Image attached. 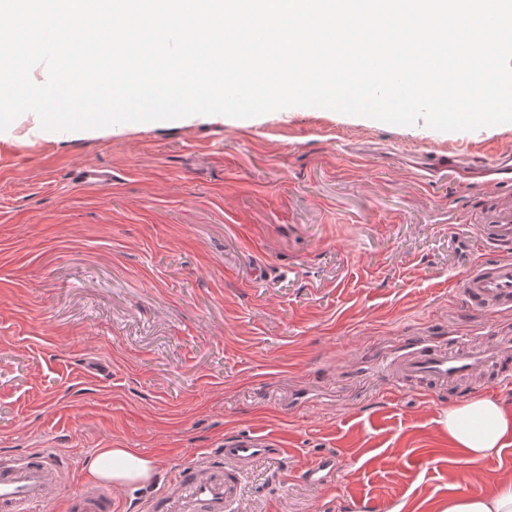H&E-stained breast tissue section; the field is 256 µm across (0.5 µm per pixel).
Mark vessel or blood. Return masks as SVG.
Listing matches in <instances>:
<instances>
[{
    "instance_id": "obj_1",
    "label": "vessel or blood",
    "mask_w": 512,
    "mask_h": 512,
    "mask_svg": "<svg viewBox=\"0 0 512 512\" xmlns=\"http://www.w3.org/2000/svg\"><path fill=\"white\" fill-rule=\"evenodd\" d=\"M471 178L512 187V165L499 158H479L465 167ZM77 182L103 190L112 184L111 169L88 164L75 170ZM473 233L485 243L487 256L474 262L455 283V291L472 312L493 316L512 313V203L500 205ZM378 373L394 375L401 384L450 388L461 381L477 383L486 373L512 380V336L498 335L479 346H449L422 340L396 351L376 366ZM274 444L254 436L225 439L221 461L200 460L175 470L161 486L138 500L139 512H239L246 474L260 458L278 455ZM336 461L322 457L307 463L302 479L321 487L327 484ZM61 459L41 451L17 457L0 454V512H41L49 496L65 483ZM66 512H115L112 488L106 484L69 486Z\"/></svg>"
}]
</instances>
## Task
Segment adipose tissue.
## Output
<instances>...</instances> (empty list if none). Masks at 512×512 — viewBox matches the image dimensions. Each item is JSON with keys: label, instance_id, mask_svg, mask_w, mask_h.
Here are the masks:
<instances>
[{"label": "adipose tissue", "instance_id": "obj_1", "mask_svg": "<svg viewBox=\"0 0 512 512\" xmlns=\"http://www.w3.org/2000/svg\"><path fill=\"white\" fill-rule=\"evenodd\" d=\"M444 423L449 437L468 461L482 462L500 453L512 438V414L489 398L449 408ZM91 478L117 485L142 483L153 474L152 462L130 448H105L88 463ZM446 512H512V479L503 480L485 497L449 498Z\"/></svg>", "mask_w": 512, "mask_h": 512}]
</instances>
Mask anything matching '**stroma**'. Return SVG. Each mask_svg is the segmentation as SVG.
<instances>
[{
    "label": "stroma",
    "instance_id": "1",
    "mask_svg": "<svg viewBox=\"0 0 512 512\" xmlns=\"http://www.w3.org/2000/svg\"><path fill=\"white\" fill-rule=\"evenodd\" d=\"M0 132V451L67 461L103 448L154 479L225 438L256 461L240 512H444L512 478V440L467 462L448 408L512 411V383L397 387L373 364L403 346L484 340L512 316L468 312L453 284L500 199L424 155L512 157V123L442 132L289 107L192 115L111 133ZM112 170L104 191L73 168ZM331 456L315 488L297 478ZM336 469V460L333 457H322L307 463L303 470L302 479L317 487L327 484L329 474Z\"/></svg>",
    "mask_w": 512,
    "mask_h": 512
}]
</instances>
